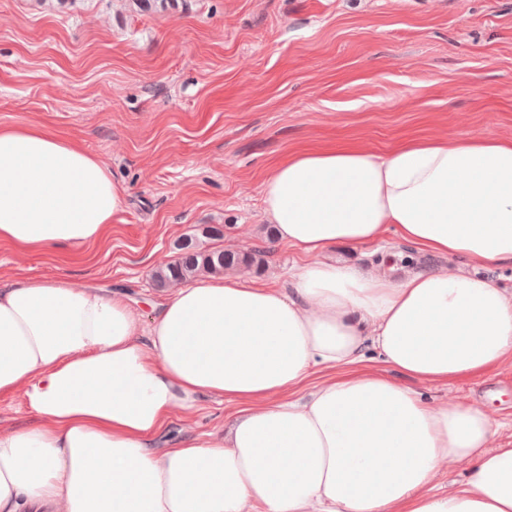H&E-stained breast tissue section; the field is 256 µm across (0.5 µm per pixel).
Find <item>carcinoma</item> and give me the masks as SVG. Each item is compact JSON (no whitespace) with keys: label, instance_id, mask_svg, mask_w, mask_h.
Instances as JSON below:
<instances>
[{"label":"carcinoma","instance_id":"cac0c4a2","mask_svg":"<svg viewBox=\"0 0 512 512\" xmlns=\"http://www.w3.org/2000/svg\"><path fill=\"white\" fill-rule=\"evenodd\" d=\"M178 254L153 272L159 288L188 282L200 274L222 275L229 271L247 272L264 266L261 254L206 247L187 238L177 245Z\"/></svg>","mask_w":512,"mask_h":512}]
</instances>
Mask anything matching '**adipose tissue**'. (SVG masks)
<instances>
[{"label": "adipose tissue", "instance_id": "ef3b65f1", "mask_svg": "<svg viewBox=\"0 0 512 512\" xmlns=\"http://www.w3.org/2000/svg\"><path fill=\"white\" fill-rule=\"evenodd\" d=\"M123 195L53 130L0 127V241L98 240ZM261 197L276 240L309 257L287 286L200 278L145 324L125 294L63 276L0 285V394L24 389L37 418L0 432V512H512V446H493L487 413L413 387L512 359V292L488 276L512 264V139L302 151ZM390 232L465 264L396 279L325 257ZM370 355L395 377L362 370ZM204 395L239 403L232 425L154 450L170 411ZM453 461L468 475L441 490Z\"/></svg>", "mask_w": 512, "mask_h": 512}]
</instances>
